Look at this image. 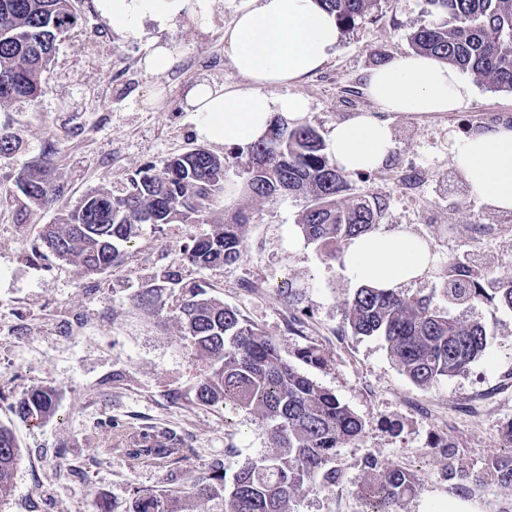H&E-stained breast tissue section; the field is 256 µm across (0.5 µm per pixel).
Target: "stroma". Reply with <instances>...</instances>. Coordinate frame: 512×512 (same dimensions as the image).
I'll use <instances>...</instances> for the list:
<instances>
[{
  "instance_id": "stroma-1",
  "label": "stroma",
  "mask_w": 512,
  "mask_h": 512,
  "mask_svg": "<svg viewBox=\"0 0 512 512\" xmlns=\"http://www.w3.org/2000/svg\"><path fill=\"white\" fill-rule=\"evenodd\" d=\"M72 5L81 24L61 39L40 96L0 104V126L20 138L17 151L0 158V183L54 143L53 178L65 206L95 188H121L144 164L163 165L197 145L196 118L185 104L191 84L246 85L224 49L235 0H216L205 27L161 30L148 22L137 37L113 25L97 0ZM425 8V0H380L342 33L335 57L289 88L308 100L306 122L325 136L337 123L375 111L366 80L412 54L410 35ZM158 41L173 61L145 72ZM470 83L473 95L457 111L391 116L388 163L367 178L352 177L348 194L337 198L343 205L352 195L382 197L378 230L402 226L428 243L430 268L403 290L441 307L448 301L439 273L449 255L472 253L488 268L512 270V214L466 191L453 164L464 137L512 124V92L476 77ZM236 204L250 217L242 263L200 269L183 261L187 237L209 233L210 225L142 224L122 265L100 277L46 249L41 231L55 222L56 210L21 216L0 205V425L12 431L19 452L0 512H126L134 491L189 485L216 461L232 473L273 448L251 414L196 403L203 362L181 348L178 323L156 327L133 307L149 273L167 265L184 281L209 282L212 295L276 337L283 356L316 345L324 362L311 377L362 418L361 440L338 450L336 487H303L293 512H369L359 494L369 454L416 476L417 490L400 512H484L480 500L456 496L457 483L445 471L452 460L477 466L512 455L503 431L512 421V312L489 304L464 310V319L487 327L483 357L464 374L417 386L393 365L383 339L352 335L345 303L357 284L343 258H327L304 237V200L240 197ZM445 224L451 233L442 232ZM288 287L299 292L298 302L282 298ZM71 321L81 332L62 333ZM44 385L56 389L52 417L31 422L10 411L11 402ZM162 430L187 444L186 459L161 468L131 453L129 437ZM436 432L447 433L453 458L428 453Z\"/></svg>"
}]
</instances>
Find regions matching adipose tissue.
<instances>
[{
  "label": "adipose tissue",
  "mask_w": 512,
  "mask_h": 512,
  "mask_svg": "<svg viewBox=\"0 0 512 512\" xmlns=\"http://www.w3.org/2000/svg\"><path fill=\"white\" fill-rule=\"evenodd\" d=\"M113 22L137 35L144 22L159 28L205 22L215 0H102ZM336 17L317 0H243L224 29V47L245 89L204 82L185 101L197 112L199 138L240 148L264 139L277 119L304 118L309 104L289 85L325 65L336 54ZM366 93L378 112H361L328 134L331 162L347 173L382 167L393 149L389 114L427 116L460 109L472 87L458 70L433 57L411 54L374 69ZM453 162L470 191L499 211H512V126L498 125L464 138ZM346 273L356 282L395 289L424 275L432 257L427 244L404 228L372 232L347 246Z\"/></svg>",
  "instance_id": "obj_1"
}]
</instances>
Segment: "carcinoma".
<instances>
[{"instance_id": "1", "label": "carcinoma", "mask_w": 512, "mask_h": 512, "mask_svg": "<svg viewBox=\"0 0 512 512\" xmlns=\"http://www.w3.org/2000/svg\"><path fill=\"white\" fill-rule=\"evenodd\" d=\"M336 14L343 29L369 13L379 0H318ZM435 19L411 36L414 51L463 72L487 78L494 88L512 92V0H425ZM72 0H0V103L34 100L58 42L78 24ZM18 134L0 126V157L12 155ZM55 151H44L15 172L0 192L30 214L55 205L60 189L52 179ZM242 178L240 190L255 199L295 196L305 199L300 218L304 237L330 259L351 240L371 232L386 208L385 200L352 197L340 206L336 197L349 190V174L334 165L319 130L308 123L278 120L266 140L234 149ZM226 158L197 145L171 155L163 168L148 164L127 179L122 191L94 189L72 209L43 227L52 255L99 276L124 261V246L140 224H210L213 230L183 245V260L208 268L231 266L244 258L250 217L243 208L224 203ZM448 309L398 289L359 286L348 302V324L356 336H381L397 369L427 387L465 371L482 355L487 331L479 321L465 322L449 309L490 303L512 310V272L483 267L471 256L453 254L440 273ZM208 285L182 283L168 267L154 272L133 297L145 314L173 318L181 328L183 348L205 362L194 384L202 406H224L252 413L274 442L266 455L242 465L232 476L215 462L184 489L133 493L126 512H187L192 498L216 502V512H291L305 485L332 490L341 478L336 451L360 440L362 420L334 393L320 386L283 357L279 343L233 306L211 296ZM296 359L319 366L314 345ZM56 390L33 389L12 404L24 420L53 415ZM160 467L185 457L179 443L137 449ZM18 447L12 432L0 425V500L12 489ZM361 495L373 512H396L417 488L414 475L372 455L363 459ZM450 479L479 478L512 485V456H490L478 472L448 463Z\"/></svg>"}]
</instances>
